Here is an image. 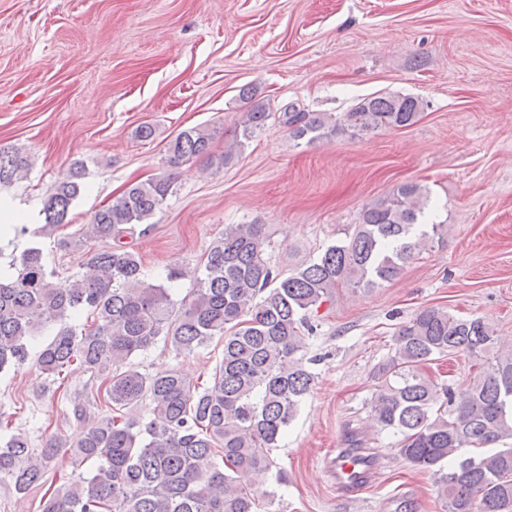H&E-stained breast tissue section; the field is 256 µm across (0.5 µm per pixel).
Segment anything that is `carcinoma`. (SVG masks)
<instances>
[{"label":"carcinoma","mask_w":512,"mask_h":512,"mask_svg":"<svg viewBox=\"0 0 512 512\" xmlns=\"http://www.w3.org/2000/svg\"><path fill=\"white\" fill-rule=\"evenodd\" d=\"M239 98L245 110L224 152L212 153L208 128L192 127L170 141V170L193 159L222 167L242 153L271 113L250 86ZM422 111L418 98L385 94L340 116L290 106L280 118L293 139L315 143L406 128ZM28 171L27 157L0 147V184ZM84 177L76 164L54 184L43 208L47 228L67 223ZM173 183L172 173L133 183L95 212L83 232L102 244L87 252L95 276H73L62 286L41 250L30 247L13 259L12 275L0 278V373L32 357L48 378L82 371L95 379L71 400L81 427L75 441L56 434L35 454L23 432L0 437V480L18 494L41 485L65 460L76 468L95 464L90 476L43 497L39 512H260V499L274 496L262 490L275 467L270 451L317 379L303 351L320 308L339 288L365 293L395 280L448 231L421 223L430 197L417 182L367 203L344 240L288 272L272 260L264 225L228 224L206 254L191 299L179 303L123 242L149 223ZM81 313L85 323H67ZM50 325L56 333L30 355L31 341ZM160 336L177 355L224 341L209 380L194 381L177 368L136 369L132 358ZM495 344V329L483 318L425 307L398 328L394 354L373 373L377 427L399 435V455L435 476L448 512H512V445L498 447L512 440V352ZM459 352L479 360L477 374L456 391L443 390L442 402L426 368ZM345 444L379 457L356 429ZM466 447L491 451L459 456ZM240 472L253 483L240 485Z\"/></svg>","instance_id":"1"}]
</instances>
